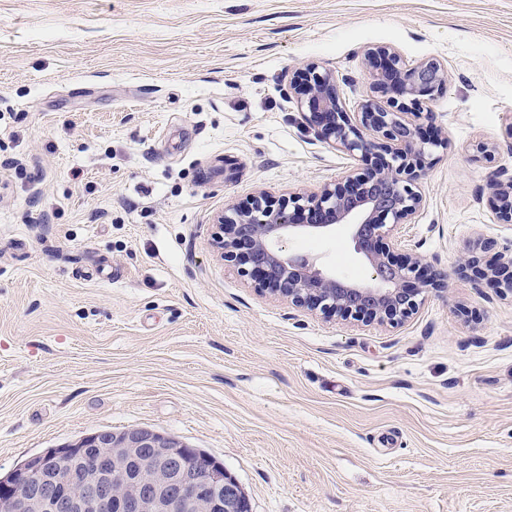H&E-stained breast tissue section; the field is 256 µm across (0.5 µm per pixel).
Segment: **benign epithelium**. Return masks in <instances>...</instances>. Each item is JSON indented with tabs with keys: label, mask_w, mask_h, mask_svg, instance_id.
<instances>
[{
	"label": "benign epithelium",
	"mask_w": 512,
	"mask_h": 512,
	"mask_svg": "<svg viewBox=\"0 0 512 512\" xmlns=\"http://www.w3.org/2000/svg\"><path fill=\"white\" fill-rule=\"evenodd\" d=\"M374 69L379 97L345 111L336 95L333 72L317 66L290 78L304 96L318 137L370 158L361 172L314 194L293 192L275 206L261 192L231 213L218 215L214 238L223 260L257 279L260 290L293 305L361 322L398 325L409 318L430 290L448 287V273L435 271L415 254L400 253L398 230L421 208L420 181L443 141L421 131L422 100L439 91L447 70L430 59L411 66L386 46L364 52ZM370 136H365V132ZM499 216L512 222V176L490 184ZM345 227L355 251L372 269V283L344 280L305 256L283 252L294 235H318ZM471 270L495 288L512 291V247L484 269L466 256L456 271ZM97 449L90 462L58 478L54 464L77 445ZM59 453L37 457L0 492L3 512H106L119 501L122 512H243L248 499L221 464H211L206 482L197 467L180 457L176 439L144 427L99 431Z\"/></svg>",
	"instance_id": "obj_1"
}]
</instances>
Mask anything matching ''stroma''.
I'll list each match as a JSON object with an SVG mask.
<instances>
[{
  "label": "stroma",
  "mask_w": 512,
  "mask_h": 512,
  "mask_svg": "<svg viewBox=\"0 0 512 512\" xmlns=\"http://www.w3.org/2000/svg\"><path fill=\"white\" fill-rule=\"evenodd\" d=\"M375 45L448 72L400 236L451 277L394 326L274 298L211 244L258 192L363 168L288 77L332 70L356 111ZM504 172L512 0H0V476L145 427L223 462L252 512H512V292L454 270L512 244ZM282 248L370 278L345 230ZM489 191L499 216L506 222H512V176L497 179L490 184Z\"/></svg>",
  "instance_id": "stroma-1"
}]
</instances>
